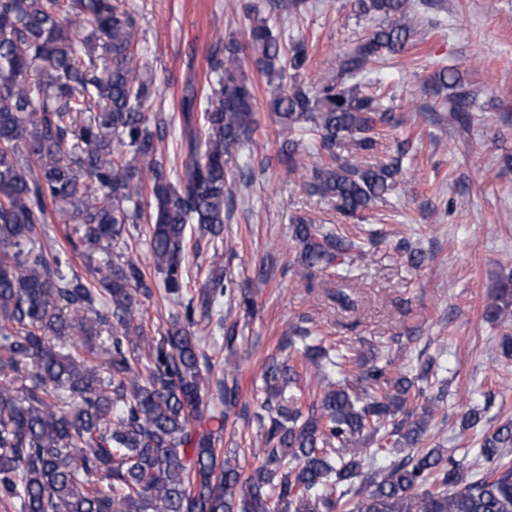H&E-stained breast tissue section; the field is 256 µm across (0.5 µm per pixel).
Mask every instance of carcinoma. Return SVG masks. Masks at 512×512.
Returning <instances> with one entry per match:
<instances>
[{
  "instance_id": "1",
  "label": "carcinoma",
  "mask_w": 512,
  "mask_h": 512,
  "mask_svg": "<svg viewBox=\"0 0 512 512\" xmlns=\"http://www.w3.org/2000/svg\"><path fill=\"white\" fill-rule=\"evenodd\" d=\"M412 0H354L358 18L380 20L336 58L333 74L311 89L298 82L309 47L283 41L251 0L246 44L272 87L269 110L280 127L317 139L330 161L312 168L288 139L282 154L311 196L332 199L348 220L398 184L405 152L386 164H359L341 151L372 154L395 122L392 107L362 82L409 40ZM141 27L133 0H0V500L19 512H512V421L486 433L472 467L454 448L422 446L438 398L424 396L433 363L391 373V362L330 353L313 331L295 327L324 386L302 409L303 373L271 359L263 367L264 456L246 473L219 447L237 384L212 381L193 328L226 297L251 300L224 265L213 262L207 286L156 339L136 323L139 294L150 295L140 267L114 248L126 225L150 210V250L166 294L184 279L187 226L218 238L233 197L227 165L256 130L255 84L243 49L217 41L203 94L181 101L180 170L160 152L165 122L150 126L152 81L140 72ZM445 89L451 118L472 120L475 93L446 69L427 83ZM202 112V126L194 112ZM54 207L65 239L86 257L96 287L66 272L65 250L44 253L40 236ZM300 245L303 286L313 271L336 268L328 298L357 308L349 268L365 238L316 225L291 224ZM512 315V278L488 294L484 316ZM145 363H140L141 359ZM224 406L204 415V400ZM217 425H212V422ZM393 447H373L375 437ZM412 454L363 477L364 461L393 448ZM101 475V485L91 476Z\"/></svg>"
}]
</instances>
